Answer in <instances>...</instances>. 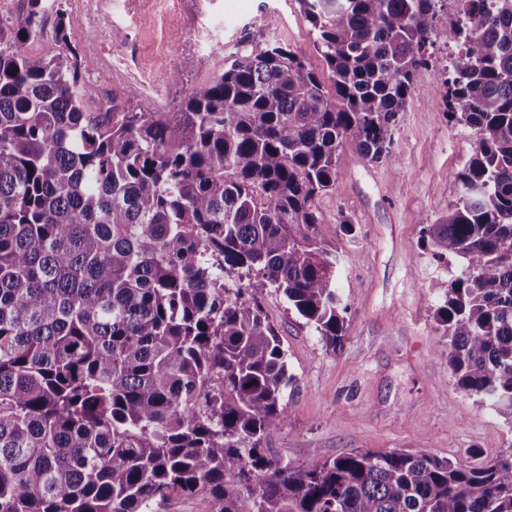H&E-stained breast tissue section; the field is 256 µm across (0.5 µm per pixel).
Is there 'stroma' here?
<instances>
[{
	"mask_svg": "<svg viewBox=\"0 0 512 512\" xmlns=\"http://www.w3.org/2000/svg\"><path fill=\"white\" fill-rule=\"evenodd\" d=\"M58 7L80 40L84 77L132 112L176 111L230 60L271 42L297 51L322 83L330 81L295 0H109L104 7L59 0ZM271 16L276 26H268ZM448 27L439 16L435 56L417 72L394 133V161L344 149L334 189L315 200L326 219L322 234L342 258V349L326 350L281 293L255 291L293 376L264 441L279 460L320 464L354 449L405 448L466 463L469 450L491 457L512 447V425L456 387L434 319L432 285L451 279L457 263L439 264L422 228L455 203V177L474 139L442 104ZM343 217L352 234L342 233Z\"/></svg>",
	"mask_w": 512,
	"mask_h": 512,
	"instance_id": "stroma-1",
	"label": "stroma"
}]
</instances>
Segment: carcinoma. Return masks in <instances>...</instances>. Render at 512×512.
Returning a JSON list of instances; mask_svg holds the SVG:
<instances>
[{"label": "carcinoma", "mask_w": 512, "mask_h": 512, "mask_svg": "<svg viewBox=\"0 0 512 512\" xmlns=\"http://www.w3.org/2000/svg\"><path fill=\"white\" fill-rule=\"evenodd\" d=\"M329 93L280 43L234 59L175 112H121L65 52L28 53L43 0L0 26V512H512V453L475 465L262 447L293 380L244 277L343 346L338 247L317 195L350 147L392 161L448 0H297ZM441 84L475 134L448 216L423 227L459 389L512 421V0H466ZM213 510L212 502L202 494L191 497L175 494L159 509L160 512H213Z\"/></svg>", "instance_id": "cac0c4a2"}]
</instances>
